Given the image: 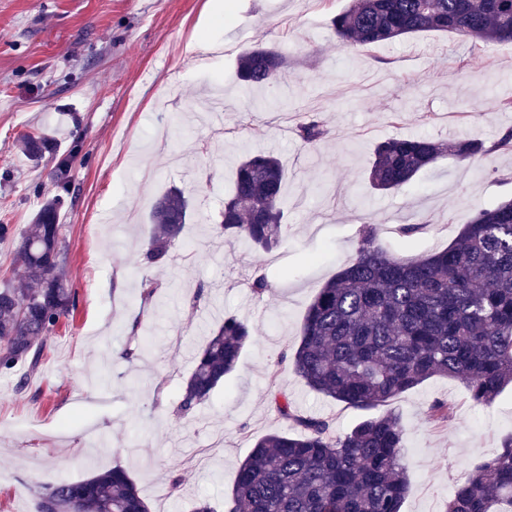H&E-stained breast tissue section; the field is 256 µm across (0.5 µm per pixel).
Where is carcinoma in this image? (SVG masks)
Returning a JSON list of instances; mask_svg holds the SVG:
<instances>
[{
    "instance_id": "carcinoma-1",
    "label": "carcinoma",
    "mask_w": 512,
    "mask_h": 512,
    "mask_svg": "<svg viewBox=\"0 0 512 512\" xmlns=\"http://www.w3.org/2000/svg\"><path fill=\"white\" fill-rule=\"evenodd\" d=\"M333 28L347 46H371L422 32L450 33L458 44L512 41V0H351ZM287 58L258 46L239 58L248 87L281 78ZM329 130L315 117L298 127L309 145ZM23 152L37 168L56 157L57 139L44 129L25 136ZM484 143L392 138L374 149V189L397 191L439 158L485 154ZM73 155L51 171L58 192L47 198L20 237L18 256L29 287H0V371L39 370L47 343L76 307L63 275L58 218L71 192ZM285 169L277 156L245 150L224 199L219 229L269 251L282 240ZM192 212L170 188L150 211L146 267L163 264ZM378 225L360 230L355 255L319 289L301 322L298 345L282 360L312 390L367 412L336 436L332 419L293 407L271 376V396L291 431L259 438L238 468L228 512H402L409 490L404 429L387 403L434 377L465 384L472 404L490 408L512 384V201L479 208L448 248L417 259L376 245ZM254 341L234 315L210 332L184 381L177 411L187 416L209 399ZM454 406L437 402L426 417L441 428ZM37 512H150L136 482L114 466L85 479L59 481L38 493ZM445 512H512V435L489 458L469 464Z\"/></svg>"
}]
</instances>
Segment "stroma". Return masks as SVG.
Here are the masks:
<instances>
[{"label":"stroma","mask_w":512,"mask_h":512,"mask_svg":"<svg viewBox=\"0 0 512 512\" xmlns=\"http://www.w3.org/2000/svg\"><path fill=\"white\" fill-rule=\"evenodd\" d=\"M348 0H0V284L25 285L16 257L51 164L32 167L24 134L58 128L60 154L76 150L73 199L60 217L67 283L77 307L62 320L28 388L23 368L0 374V512H37L59 480L125 468L150 512H191L206 498L226 512L239 463L254 442L284 431L270 383L342 435L360 410L310 390L282 356L299 340L318 290L354 253L363 224L408 257L443 250L475 210L512 199V42L458 46L428 32L346 49L331 26ZM279 47L288 71L245 89L238 59ZM317 114L330 135L308 145L297 128ZM401 137L488 145L477 162L447 157L399 191L368 182L375 146ZM275 153L286 170L283 241L265 252L215 228L240 145ZM196 209L161 266L145 268L149 212L169 188ZM425 221L412 235L400 228ZM272 285L264 297L255 275ZM161 285L151 302L143 277ZM256 334L223 386L185 417L184 379L225 316ZM149 341L121 358L132 325ZM453 403L447 427L426 412ZM392 406L405 429L404 512H444L468 464L512 435V385L491 409L459 381L436 377ZM178 491H171V482Z\"/></svg>","instance_id":"1"}]
</instances>
